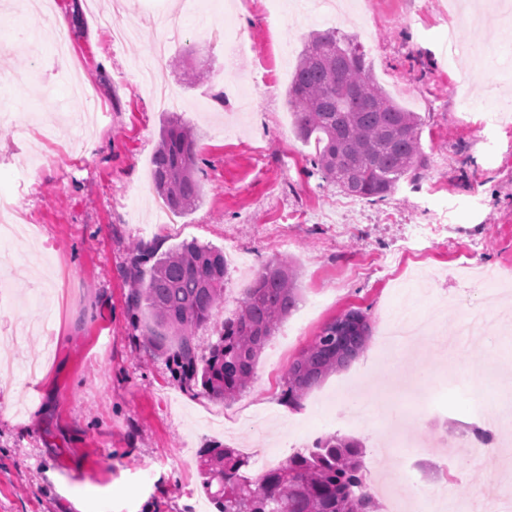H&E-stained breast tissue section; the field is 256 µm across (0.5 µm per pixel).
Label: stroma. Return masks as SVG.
Wrapping results in <instances>:
<instances>
[{
    "instance_id": "obj_1",
    "label": "stroma",
    "mask_w": 512,
    "mask_h": 512,
    "mask_svg": "<svg viewBox=\"0 0 512 512\" xmlns=\"http://www.w3.org/2000/svg\"><path fill=\"white\" fill-rule=\"evenodd\" d=\"M176 0H54L48 13L0 16V110L54 112L55 128L34 127L27 140L0 128V195L13 198L31 232L15 249L19 262L0 272V349L36 325L23 343L34 375L0 377V512H216L202 488L200 449L225 444L251 456L267 449L286 460L307 431L342 433L365 443V483L394 482L412 470L423 492L444 483V460L430 447L396 449L383 462L390 435L385 418L360 412L336 417V389L359 369L364 388L386 395L402 429L426 439L469 420L471 400L497 419L512 402L505 366L512 335L497 337L491 356L454 352L418 338L388 363L365 349L346 368L307 390L299 408L280 402L291 364L323 327L362 311L379 338L408 311L437 318L454 337L474 308L512 314V290L489 300L462 280L468 260L512 279V30L489 4L480 12L459 0H360L358 16L302 20L295 0H205L184 19L188 35L157 66V83L178 89L179 119L198 136V208L158 215L164 204L151 180V159L168 109L141 86L136 59ZM67 19L65 60L55 56L53 25ZM157 19L146 39L115 41L111 23ZM376 25L368 34L365 21ZM243 35L232 57L215 50V22ZM336 28L362 45L373 79L422 123L423 165L416 182H401L382 202L349 196L323 179L315 147L297 135L286 91L310 35ZM474 51L493 50L504 64L496 82L446 51L449 36ZM36 74L47 95L13 81ZM256 78L254 113L215 96L230 75ZM94 151H86L87 140ZM292 244L273 243L284 216ZM196 241L224 253V300L207 335L233 317L255 273L271 259L297 270L298 307L258 356L246 392L224 403L173 378L135 330L126 308L123 271L141 243L167 250ZM458 480L449 485L461 512L484 500L491 474L456 451Z\"/></svg>"
}]
</instances>
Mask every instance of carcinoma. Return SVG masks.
Returning <instances> with one entry per match:
<instances>
[{
	"label": "carcinoma",
	"mask_w": 512,
	"mask_h": 512,
	"mask_svg": "<svg viewBox=\"0 0 512 512\" xmlns=\"http://www.w3.org/2000/svg\"><path fill=\"white\" fill-rule=\"evenodd\" d=\"M296 130L315 141L323 177L343 193L382 201L403 180L417 178L422 122L399 106L369 74L360 43L337 30L310 36L287 91ZM195 134L176 119L162 128L152 178L164 204L187 213L202 201L195 177ZM127 275L134 287L128 306L147 315L142 335L152 351L185 382L212 400L236 398L249 387L267 340L296 305L295 269L269 262L246 288L234 317L202 350L199 332L224 299L227 265L211 246L183 242L160 253L133 249ZM343 327L329 323L289 368L281 400L288 406L326 376L347 367L366 348L370 325L349 311ZM204 487L218 512H379L364 489L363 444L332 435L297 451L258 481L243 475L247 459L232 448L202 451Z\"/></svg>",
	"instance_id": "carcinoma-1"
}]
</instances>
